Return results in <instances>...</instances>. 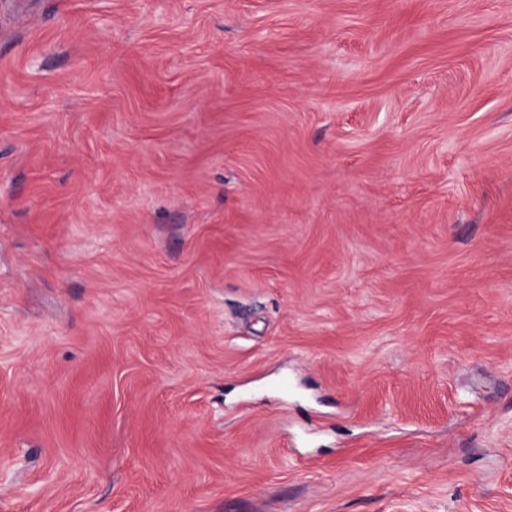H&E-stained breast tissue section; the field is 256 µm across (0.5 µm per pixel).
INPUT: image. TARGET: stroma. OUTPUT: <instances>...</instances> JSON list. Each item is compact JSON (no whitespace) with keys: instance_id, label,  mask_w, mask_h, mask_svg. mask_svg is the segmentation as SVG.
<instances>
[{"instance_id":"obj_1","label":"stroma","mask_w":512,"mask_h":512,"mask_svg":"<svg viewBox=\"0 0 512 512\" xmlns=\"http://www.w3.org/2000/svg\"><path fill=\"white\" fill-rule=\"evenodd\" d=\"M0 512H512V0H0Z\"/></svg>"}]
</instances>
